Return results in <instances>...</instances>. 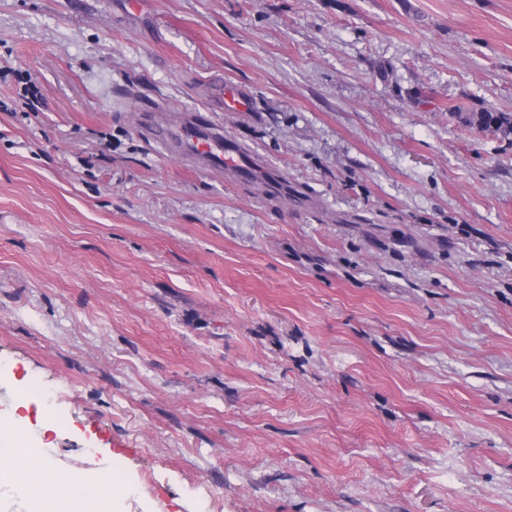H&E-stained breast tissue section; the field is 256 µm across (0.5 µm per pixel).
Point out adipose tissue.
<instances>
[{
    "label": "adipose tissue",
    "instance_id": "adipose-tissue-1",
    "mask_svg": "<svg viewBox=\"0 0 512 512\" xmlns=\"http://www.w3.org/2000/svg\"><path fill=\"white\" fill-rule=\"evenodd\" d=\"M107 471L72 480L27 434L0 419V512H125L124 493L105 494Z\"/></svg>",
    "mask_w": 512,
    "mask_h": 512
}]
</instances>
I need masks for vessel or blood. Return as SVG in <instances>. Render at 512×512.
Returning <instances> with one entry per match:
<instances>
[{"label": "vessel or blood", "mask_w": 512, "mask_h": 512, "mask_svg": "<svg viewBox=\"0 0 512 512\" xmlns=\"http://www.w3.org/2000/svg\"><path fill=\"white\" fill-rule=\"evenodd\" d=\"M161 136L185 157H195L206 167L226 169L238 177L258 178L262 164L246 148L228 139L223 129L201 128L194 118L162 129Z\"/></svg>", "instance_id": "obj_1"}]
</instances>
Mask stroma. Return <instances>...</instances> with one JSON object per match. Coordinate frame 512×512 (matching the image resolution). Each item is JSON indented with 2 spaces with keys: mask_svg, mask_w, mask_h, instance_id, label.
Masks as SVG:
<instances>
[{
  "mask_svg": "<svg viewBox=\"0 0 512 512\" xmlns=\"http://www.w3.org/2000/svg\"><path fill=\"white\" fill-rule=\"evenodd\" d=\"M125 3L0 0V415L126 512H512V0ZM466 120L480 127H493L504 134H512V114L505 112L484 111L466 116ZM161 136L182 156L196 157L208 168L226 169L240 178L257 179L264 167L249 150L224 136L223 129H202L192 116L181 125L162 128Z\"/></svg>",
  "mask_w": 512,
  "mask_h": 512,
  "instance_id": "35a3bbf8",
  "label": "stroma"
}]
</instances>
